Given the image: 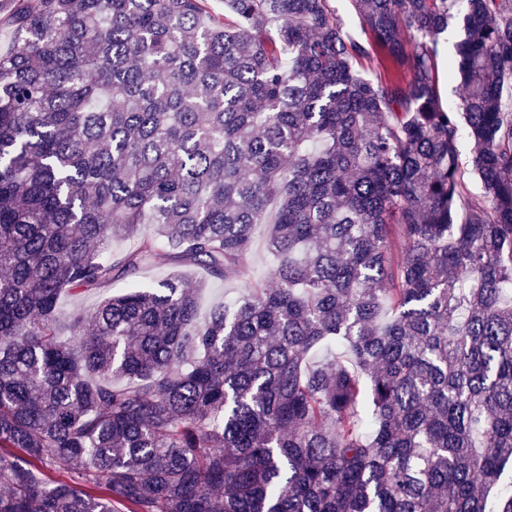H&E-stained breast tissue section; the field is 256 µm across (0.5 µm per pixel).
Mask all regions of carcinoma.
Returning a JSON list of instances; mask_svg holds the SVG:
<instances>
[{
	"mask_svg": "<svg viewBox=\"0 0 512 512\" xmlns=\"http://www.w3.org/2000/svg\"><path fill=\"white\" fill-rule=\"evenodd\" d=\"M351 3L0 16V512H512V0ZM181 267L245 288L201 322ZM332 5L336 9L337 15L344 20V31L347 35L361 42L370 40L368 33L363 31L358 17L351 10L347 0H332ZM458 28L451 21L448 31L439 37L436 47V63L438 76V90L443 104L446 107L459 112L463 88L460 85L459 77L451 76L448 72L449 63L455 55V43L458 40ZM459 149H460V162L462 164V168L465 171V179L469 185L470 192L473 196L477 197L482 194L481 182L478 177H476L469 165L470 160V152H471V144L465 135H462L459 141ZM256 250L253 256V273L257 279L267 278V271L270 266V258L264 245V227L260 226L255 233ZM105 294L103 290L86 292L78 299L64 298L60 304V319L62 323L67 322L69 316L75 312L91 311Z\"/></svg>",
	"mask_w": 512,
	"mask_h": 512,
	"instance_id": "carcinoma-1",
	"label": "carcinoma"
}]
</instances>
